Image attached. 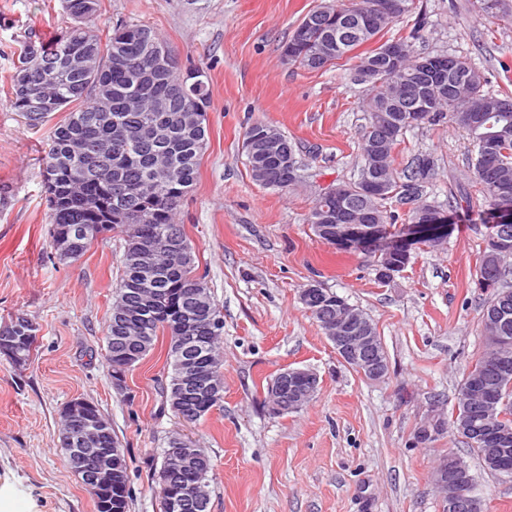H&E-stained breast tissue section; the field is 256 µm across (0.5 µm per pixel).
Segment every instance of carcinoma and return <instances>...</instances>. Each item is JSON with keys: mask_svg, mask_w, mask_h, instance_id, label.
I'll use <instances>...</instances> for the list:
<instances>
[{"mask_svg": "<svg viewBox=\"0 0 512 512\" xmlns=\"http://www.w3.org/2000/svg\"><path fill=\"white\" fill-rule=\"evenodd\" d=\"M65 9L74 25L47 40L30 36L23 42L9 92L11 108L33 127L48 121L52 112L81 102L53 129L41 157L49 194L50 246L59 259L76 261L99 234H121L124 250L106 336V362L118 382L154 349L159 334L172 340L180 334V312L190 306L197 309L198 331L211 362L215 396L181 390L182 355L172 348L167 353L171 373L167 381H158L163 403L178 419L194 424L224 401V332H215L212 325L224 319L204 278L195 272L193 246L184 225L177 221L180 203L197 180L206 136V126L185 125L179 117L191 103L200 111L202 121H207L210 89L198 75V68L184 84L174 85L182 71L178 56L154 28L117 25L103 38L92 21L96 0H65ZM396 15L390 0H345L336 7L308 13L288 40L292 63L308 70H320L342 59L355 61L354 80L368 85L369 91V122L361 134L359 175L367 173L387 187L384 195L361 198L356 181L318 195L309 215L316 233L321 225L336 223L338 192L353 217L367 213L381 224L390 219L389 200L399 194L408 198L422 194L434 160L426 155L416 157L410 171L401 177L392 164L393 152L410 128L407 116L415 111V100L405 93L407 88L430 98L427 122L447 118L466 133L471 146L469 169L490 209L512 204L511 96L486 97L485 74L460 56L448 58L451 68L444 83H425L418 70L421 56L414 54L406 37L386 41L363 56L353 55L356 48L386 29ZM338 16H356L364 23L345 34L336 25ZM391 48L403 52V59L396 64L387 56ZM36 58H47L61 70L53 88L51 112L35 111L43 89L28 70ZM132 96L148 105L164 100L168 111L135 112L129 104ZM263 128L264 124L257 122L245 133L244 149L252 178L272 190L297 185L288 176V168L252 149L251 140ZM489 137L496 139L499 151L487 158L482 143ZM511 272L508 265H497L486 249L476 275L480 287L493 290V298L506 300V321L499 335L507 337L512 348V290L504 287ZM318 290L311 316L327 336L325 322L336 304V293L321 285ZM26 331L28 338L19 343L16 356H7L17 368L28 365L36 340L33 322H28ZM470 378L482 387L493 388L499 399L506 400L505 407L512 409V375L503 379L489 355L476 360ZM455 410L460 417L472 418L474 436L467 444L483 470L501 475L487 463L488 442L482 438L484 421L476 416V403L461 389ZM107 430L108 434L96 439V448L107 458V464H115L125 474L128 465L119 450L120 442L112 427ZM188 456L197 471L181 470L183 479L199 484L201 507L197 512H209L211 458L193 442ZM167 466L162 462L154 473L155 487L162 512H173L169 499L176 485ZM84 485L93 496L96 512H127V481L104 493L93 482Z\"/></svg>", "mask_w": 512, "mask_h": 512, "instance_id": "1", "label": "carcinoma"}]
</instances>
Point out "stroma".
<instances>
[{
    "mask_svg": "<svg viewBox=\"0 0 512 512\" xmlns=\"http://www.w3.org/2000/svg\"><path fill=\"white\" fill-rule=\"evenodd\" d=\"M337 0H98L97 24L153 26L183 67L211 89L196 183L181 203L184 225L224 317V402L194 424L162 407L157 380L168 337L116 385L106 364L107 325L122 239L109 234L79 260L50 247L40 157L64 113L27 126L8 102L21 42L71 23L63 0H0V326L37 327L29 365L0 357V512H96L61 446L64 406L94 403L128 451V512H161L153 473L177 431L205 448L211 512H440L432 472L454 451L480 483L485 512H512V478L483 472L460 436L417 443L430 411L450 413L464 373L486 350L481 317L492 298L476 282L489 228L472 183L469 142L451 122L409 128L393 154L404 172L417 155L435 166L423 201L453 219L442 249H414L407 268L377 278L367 251L318 238L308 216L318 193L354 182L368 122L366 85L352 62L321 70L283 61L282 47L312 10ZM384 31L411 38L420 55L468 58L492 97L512 96V18L483 0H410ZM268 124L299 148L304 180L272 191L253 181L247 128ZM320 282L376 325L389 372L367 381L340 360L299 299ZM318 373L315 398L270 414L267 387L284 368Z\"/></svg>",
    "mask_w": 512,
    "mask_h": 512,
    "instance_id": "obj_1",
    "label": "stroma"
}]
</instances>
